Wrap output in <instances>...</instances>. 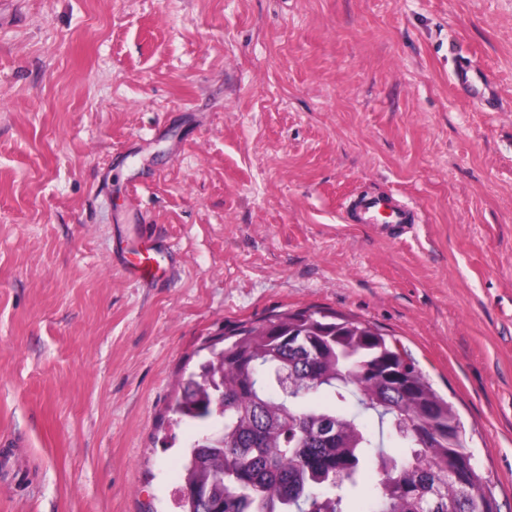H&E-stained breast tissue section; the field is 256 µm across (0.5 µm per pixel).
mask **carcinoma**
Here are the masks:
<instances>
[{"label": "carcinoma", "instance_id": "obj_1", "mask_svg": "<svg viewBox=\"0 0 512 512\" xmlns=\"http://www.w3.org/2000/svg\"><path fill=\"white\" fill-rule=\"evenodd\" d=\"M223 341L171 408L185 423H221L219 440L199 436L184 456L181 512L207 500L221 512H497L452 405L377 327L306 309ZM409 420L440 437L425 446Z\"/></svg>", "mask_w": 512, "mask_h": 512}]
</instances>
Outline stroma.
I'll use <instances>...</instances> for the list:
<instances>
[{
  "label": "stroma",
  "mask_w": 512,
  "mask_h": 512,
  "mask_svg": "<svg viewBox=\"0 0 512 512\" xmlns=\"http://www.w3.org/2000/svg\"><path fill=\"white\" fill-rule=\"evenodd\" d=\"M308 308L406 352L512 512V0H0V512H178L180 378ZM352 205L360 217L362 224H376L377 217L386 213L388 226L398 225L404 227L407 224H414L417 220V212L408 205L397 204L395 200L387 195L370 194L357 197ZM127 253L136 257L130 258ZM127 253L122 252L119 262L126 276L135 281H154L160 279L165 269L160 271L158 256L170 257L169 248L162 241L151 240V246L141 250L136 243H130Z\"/></svg>",
  "instance_id": "35a3bbf8"
}]
</instances>
